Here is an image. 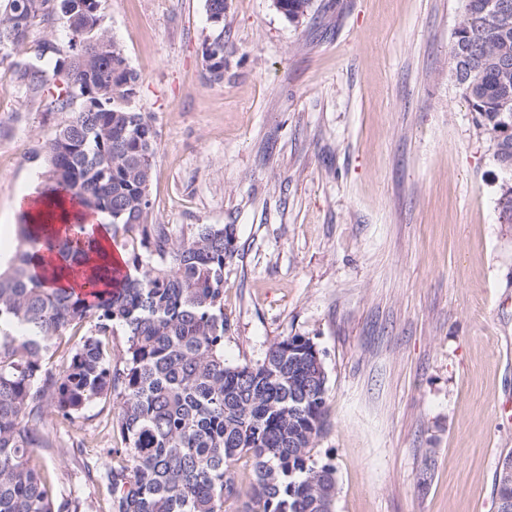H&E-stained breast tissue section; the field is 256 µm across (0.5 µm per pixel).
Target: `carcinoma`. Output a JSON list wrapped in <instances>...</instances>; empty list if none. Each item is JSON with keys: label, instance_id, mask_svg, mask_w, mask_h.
<instances>
[{"label": "carcinoma", "instance_id": "1", "mask_svg": "<svg viewBox=\"0 0 512 512\" xmlns=\"http://www.w3.org/2000/svg\"><path fill=\"white\" fill-rule=\"evenodd\" d=\"M100 0H0V54L25 96L66 114L47 147L40 193L85 215L112 217L108 245L123 269L100 265L103 247L84 225L58 224L46 205L18 225L0 266V512H86L54 496L31 464L57 447L52 415L71 426L111 400L122 463H84L106 487V512H334L336 469L315 460L327 426V373L314 342L286 336L262 360L224 361V269L235 225L179 232L151 221L158 151L148 115L127 104L138 86L120 45L102 27ZM495 0H465L452 34V74L498 166L512 172V14ZM81 15L68 49L44 37L16 59L28 32ZM205 76L224 83V24L208 23ZM511 64L499 65L501 54ZM499 221L512 224V185L500 188ZM126 339L112 363L109 339ZM250 458L248 479L236 462Z\"/></svg>", "mask_w": 512, "mask_h": 512}]
</instances>
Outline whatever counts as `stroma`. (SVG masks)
I'll return each mask as SVG.
<instances>
[{
	"instance_id": "1",
	"label": "stroma",
	"mask_w": 512,
	"mask_h": 512,
	"mask_svg": "<svg viewBox=\"0 0 512 512\" xmlns=\"http://www.w3.org/2000/svg\"><path fill=\"white\" fill-rule=\"evenodd\" d=\"M464 0H226L224 82L209 84L204 0H102L103 25L141 76L159 139L156 224H232L224 269L227 363L310 337L328 373L330 426L314 455L336 469L335 512H497L512 453V174L451 74ZM62 115L0 65V252L16 197L42 182ZM108 400L76 430L82 458L41 449L53 492L104 512L85 473L113 446Z\"/></svg>"
}]
</instances>
